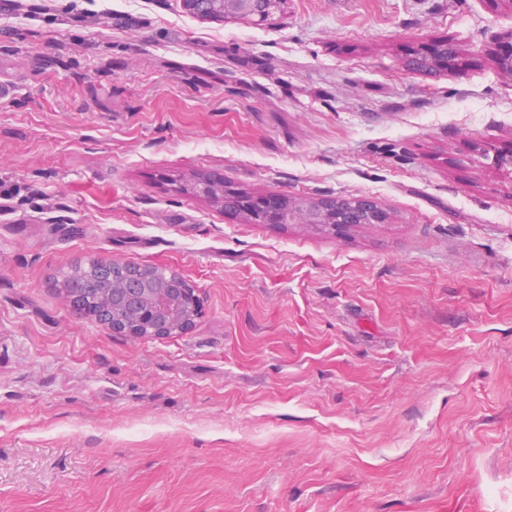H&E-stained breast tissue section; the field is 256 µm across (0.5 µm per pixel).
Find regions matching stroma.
Listing matches in <instances>:
<instances>
[{
    "label": "stroma",
    "mask_w": 512,
    "mask_h": 512,
    "mask_svg": "<svg viewBox=\"0 0 512 512\" xmlns=\"http://www.w3.org/2000/svg\"><path fill=\"white\" fill-rule=\"evenodd\" d=\"M511 32L512 0L0 11V512H512ZM201 174L388 219L262 224ZM91 257L200 317L77 316L51 278ZM195 14L216 17V5L220 7V16L244 18L253 22H264L272 14L278 0H183ZM210 181H212V179H210V177L202 176V177L198 178L197 181L195 182L196 184H199L201 186L203 196L210 198V199H214V200L218 201L219 203H221L222 207H224V211H228V212L241 211V207L234 199V195L236 194V193H234V191L227 190V191H225V194H224V185L221 181H219L218 184L221 186L223 192L221 193V195H214L209 191V188H208V183Z\"/></svg>",
    "instance_id": "stroma-1"
}]
</instances>
